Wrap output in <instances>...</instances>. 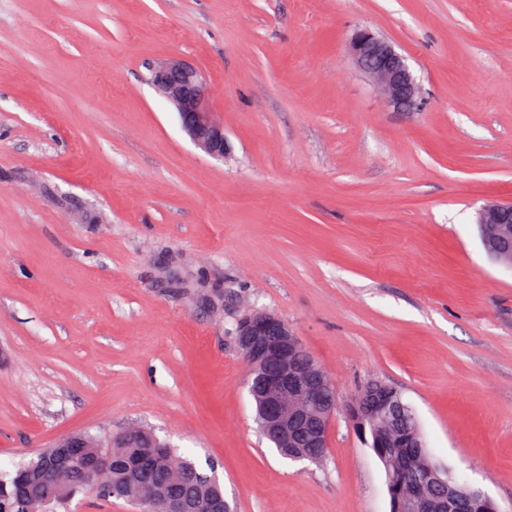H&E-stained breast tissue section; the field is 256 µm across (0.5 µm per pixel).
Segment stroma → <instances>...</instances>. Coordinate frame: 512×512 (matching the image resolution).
Listing matches in <instances>:
<instances>
[{
    "instance_id": "stroma-1",
    "label": "stroma",
    "mask_w": 512,
    "mask_h": 512,
    "mask_svg": "<svg viewBox=\"0 0 512 512\" xmlns=\"http://www.w3.org/2000/svg\"><path fill=\"white\" fill-rule=\"evenodd\" d=\"M383 36L421 84L351 61ZM202 70L231 150L182 132L149 60ZM512 0H0V465L140 424L232 512H389L346 411L378 380L436 462L512 512ZM273 312L336 389L329 453L262 437L232 331ZM350 55L391 107L400 112L422 108L423 92L407 57L385 38L369 30L358 31L351 40ZM479 232L485 251L512 271V200H489L481 208Z\"/></svg>"
}]
</instances>
